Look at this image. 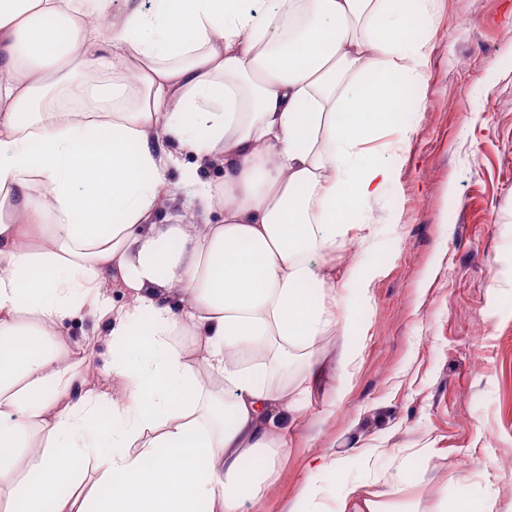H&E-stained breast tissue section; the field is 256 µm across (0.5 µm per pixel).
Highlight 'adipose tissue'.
I'll return each mask as SVG.
<instances>
[{"instance_id":"ef3b65f1","label":"adipose tissue","mask_w":512,"mask_h":512,"mask_svg":"<svg viewBox=\"0 0 512 512\" xmlns=\"http://www.w3.org/2000/svg\"><path fill=\"white\" fill-rule=\"evenodd\" d=\"M435 2L0 0V491L24 512L57 487L54 512H87L74 457L113 489L99 512L260 506L275 422L299 409L269 370L301 359L316 382L310 351L348 325L325 298L364 270L336 276L329 256L409 148L401 91L423 83ZM184 155L223 167L192 201L220 223L154 224ZM87 308L121 394L48 353ZM34 426L44 452L22 486L9 456ZM328 475L340 512H418L392 484L359 496L321 458L286 512H308Z\"/></svg>"}]
</instances>
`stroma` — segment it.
I'll return each instance as SVG.
<instances>
[{
  "label": "stroma",
  "instance_id": "stroma-1",
  "mask_svg": "<svg viewBox=\"0 0 512 512\" xmlns=\"http://www.w3.org/2000/svg\"><path fill=\"white\" fill-rule=\"evenodd\" d=\"M430 37L417 133L373 224L334 256L337 272L371 271L341 291L348 337L321 347L332 363L350 342L354 362L281 420L265 512L299 495L316 457L356 480L376 473L420 512L444 491L512 512V0H438ZM59 351L78 378L115 390L112 340L93 316L64 323ZM367 448L386 454L371 467Z\"/></svg>",
  "mask_w": 512,
  "mask_h": 512
}]
</instances>
